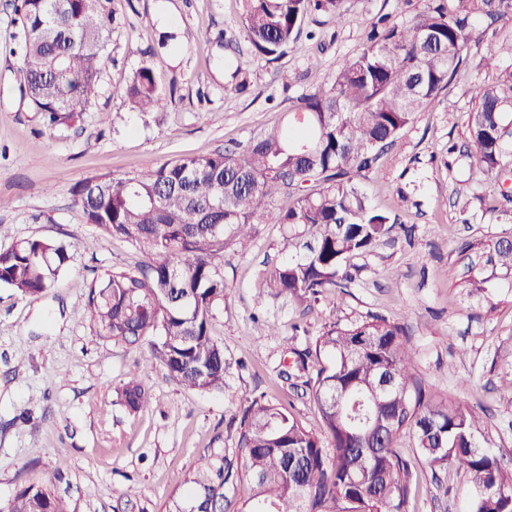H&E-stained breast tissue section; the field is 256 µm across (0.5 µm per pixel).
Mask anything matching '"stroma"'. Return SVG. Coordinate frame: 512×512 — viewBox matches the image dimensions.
Segmentation results:
<instances>
[{"instance_id":"1","label":"stroma","mask_w":512,"mask_h":512,"mask_svg":"<svg viewBox=\"0 0 512 512\" xmlns=\"http://www.w3.org/2000/svg\"><path fill=\"white\" fill-rule=\"evenodd\" d=\"M427 3L410 0L400 12L395 0H346L345 23L309 17L288 56L270 62L251 54L241 0H110L116 24L99 95L73 124L49 130L22 95L19 59L9 52L12 6L0 0V250L45 238L65 243L70 256L40 295L0 286V507L36 482L52 485L69 512H166L202 459L235 461L240 414L254 397L320 432L310 393L294 391L279 372L291 349L312 345L325 325L372 315L407 326L413 374L432 392L484 410L491 448L512 460V273H490L481 299L460 286L466 243L512 239L495 186L473 175L466 154L473 88L512 66L510 58L485 64L495 44L512 39V19L474 20L459 74L403 129L378 169L360 178L372 204L399 225L352 258L346 287L309 310L285 296H257L259 279L303 255L286 245L280 224L257 225L246 248L225 254L228 288L212 330L227 363L222 391L183 389L157 365L143 378L150 407L128 412L115 390L144 352L99 339L73 286L143 260L131 243L86 223L74 202L77 184L188 155L244 151L359 51L371 22L384 14L405 22ZM164 32L176 35L165 46ZM239 57L249 61L242 93L224 67ZM144 63L165 86L150 112L113 90ZM272 324L278 335L269 334ZM397 450L412 462L406 512H460L471 491L467 478L427 462L410 435ZM130 486L139 491L131 511L124 496Z\"/></svg>"}]
</instances>
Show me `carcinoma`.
<instances>
[{"instance_id": "carcinoma-1", "label": "carcinoma", "mask_w": 512, "mask_h": 512, "mask_svg": "<svg viewBox=\"0 0 512 512\" xmlns=\"http://www.w3.org/2000/svg\"><path fill=\"white\" fill-rule=\"evenodd\" d=\"M345 0H242L253 51L283 58L314 14L346 21ZM109 0H13L12 24L21 92L47 126L68 124L97 95L103 51L114 22ZM512 17V0H430L410 23L381 16L363 48L345 59L317 91L298 100L288 126L225 149L184 156L132 176L102 175L74 188L86 223L105 237L135 245L145 261L77 281L85 312L101 339L140 346L150 357L116 394L131 413L150 406L141 373L160 363L178 385L224 389V346L212 338L224 306V253L249 239L255 221L316 229L302 261L289 262L258 284L307 307L348 280L344 266L370 251L393 227L371 206L357 177L373 170L403 128L448 87L464 62L469 19ZM140 112L162 99L161 78L147 64L118 80ZM468 133L476 168L504 183L512 167L504 151L512 113V69L474 90ZM69 259L58 241L25 239L0 251V285L21 296L52 287ZM487 263L512 271V241L490 245ZM322 427L318 436L279 408L254 399L237 427L233 474L248 488L237 512H402L411 464L394 445L413 436L420 455L464 474L472 486L465 512H512V467L485 438L473 408L436 398L413 377L407 328L373 316L324 327L315 348L298 354ZM224 463L207 462L184 477L167 512L197 494L224 512ZM0 512H67L53 488H20Z\"/></svg>"}]
</instances>
